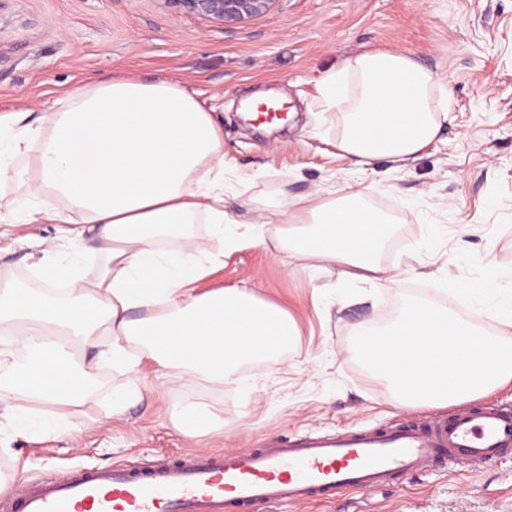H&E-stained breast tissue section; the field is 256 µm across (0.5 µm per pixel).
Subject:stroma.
I'll return each mask as SVG.
<instances>
[{
    "instance_id": "35a3bbf8",
    "label": "stroma",
    "mask_w": 512,
    "mask_h": 512,
    "mask_svg": "<svg viewBox=\"0 0 512 512\" xmlns=\"http://www.w3.org/2000/svg\"><path fill=\"white\" fill-rule=\"evenodd\" d=\"M395 50L432 71L433 99L450 106L436 139L399 167L378 158L364 168L340 150L344 114L324 110L319 81L365 52ZM124 75L178 83L224 130V209L259 220L284 194L329 197L366 192L397 220L395 241L380 259L399 274L390 287L314 269L287 270L257 245H224V265L207 287L255 286L286 309L299 335L281 361L246 369L248 391L187 377L160 389L155 373L81 362L93 385L75 407L34 402L36 414L61 415L66 435L16 436L0 426V498L22 482L127 460L261 448L277 436L331 433L420 422L488 404L512 405V383L448 406L396 403L376 376L351 356L352 329L383 321L412 286L420 298L440 293L428 279L461 278L460 250L482 264L512 268V0H276L245 24L222 27L175 15L158 0H0V110L28 106L32 119L87 83ZM259 92L284 96L296 114L287 127L248 124L239 108ZM59 226L0 223V283L41 288L35 239ZM135 391L122 418L108 419L112 394ZM206 403L222 422L190 438L174 413L185 401ZM272 512H512V456L454 473L430 467L329 507L283 505Z\"/></svg>"
}]
</instances>
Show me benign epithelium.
Wrapping results in <instances>:
<instances>
[{
    "label": "benign epithelium",
    "mask_w": 512,
    "mask_h": 512,
    "mask_svg": "<svg viewBox=\"0 0 512 512\" xmlns=\"http://www.w3.org/2000/svg\"><path fill=\"white\" fill-rule=\"evenodd\" d=\"M164 7L205 23L235 26L267 12L276 0H160Z\"/></svg>",
    "instance_id": "obj_1"
}]
</instances>
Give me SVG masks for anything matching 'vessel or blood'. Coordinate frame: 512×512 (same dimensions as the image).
<instances>
[{
    "label": "vessel or blood",
    "instance_id": "obj_1",
    "mask_svg": "<svg viewBox=\"0 0 512 512\" xmlns=\"http://www.w3.org/2000/svg\"><path fill=\"white\" fill-rule=\"evenodd\" d=\"M512 452V409L492 404L421 423L279 439L261 449L78 468L26 485L8 512H264L329 504L430 466Z\"/></svg>",
    "mask_w": 512,
    "mask_h": 512
}]
</instances>
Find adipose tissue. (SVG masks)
I'll use <instances>...</instances> for the list:
<instances>
[{
	"instance_id": "obj_1",
	"label": "adipose tissue",
	"mask_w": 512,
	"mask_h": 512,
	"mask_svg": "<svg viewBox=\"0 0 512 512\" xmlns=\"http://www.w3.org/2000/svg\"><path fill=\"white\" fill-rule=\"evenodd\" d=\"M435 85L409 56L378 51L347 59L322 79L320 93L325 109L346 104L339 147L356 164L380 156L405 163L448 118L447 104L430 103ZM28 116L25 109L0 115V184L26 187L21 198L0 195V223L53 215L64 236L103 264L91 279L56 268L69 283L61 299L0 288V419L17 433L55 424L15 405L16 395L60 407L83 402L90 378L73 348L97 350L128 371L152 365L164 388L186 375L241 384L244 363L276 361V347L293 341V317L256 288L203 287L222 261L207 242L189 255L162 248L197 217H206L213 236L255 243L275 260L305 259L378 289L394 281L378 260L389 219L362 193L286 196L261 223L225 212L224 133L176 83L113 77L56 100L48 125ZM18 158L23 167H15Z\"/></svg>"
}]
</instances>
